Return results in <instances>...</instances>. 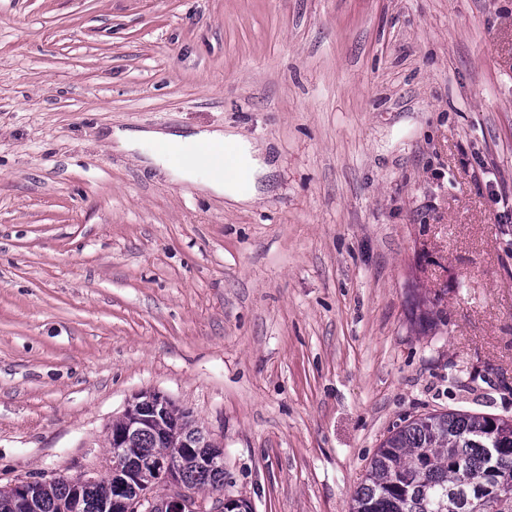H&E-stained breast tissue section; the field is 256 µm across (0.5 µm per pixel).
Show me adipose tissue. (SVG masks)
I'll return each mask as SVG.
<instances>
[{
  "label": "adipose tissue",
  "mask_w": 512,
  "mask_h": 512,
  "mask_svg": "<svg viewBox=\"0 0 512 512\" xmlns=\"http://www.w3.org/2000/svg\"><path fill=\"white\" fill-rule=\"evenodd\" d=\"M104 140L118 149L137 154L143 166L161 168L172 180L191 182L204 194L224 197L232 208L253 205L272 186L275 167L267 162L262 146L231 128L188 133L114 128L106 132ZM201 146L233 148L236 163L245 171L244 179L213 176L200 170L193 161V154Z\"/></svg>",
  "instance_id": "ef3b65f1"
}]
</instances>
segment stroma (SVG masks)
<instances>
[{
	"instance_id": "35a3bbf8",
	"label": "stroma",
	"mask_w": 512,
	"mask_h": 512,
	"mask_svg": "<svg viewBox=\"0 0 512 512\" xmlns=\"http://www.w3.org/2000/svg\"><path fill=\"white\" fill-rule=\"evenodd\" d=\"M231 127L225 205L102 141ZM142 391L253 512H349L404 420L512 416V0H0V487Z\"/></svg>"
}]
</instances>
